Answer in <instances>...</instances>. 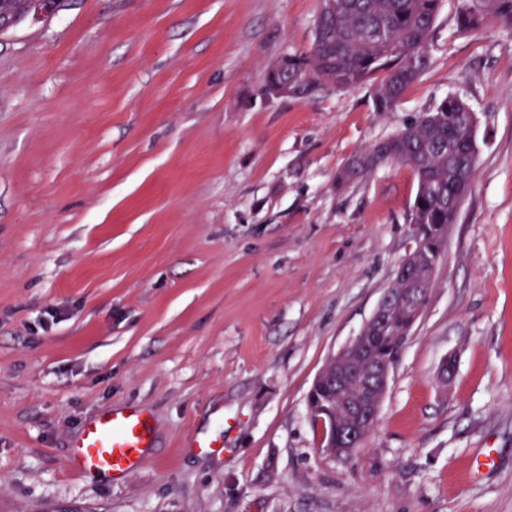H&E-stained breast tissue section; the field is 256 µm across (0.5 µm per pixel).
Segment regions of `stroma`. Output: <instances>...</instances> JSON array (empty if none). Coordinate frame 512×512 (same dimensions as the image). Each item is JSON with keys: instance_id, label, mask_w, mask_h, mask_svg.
Masks as SVG:
<instances>
[{"instance_id": "35a3bbf8", "label": "stroma", "mask_w": 512, "mask_h": 512, "mask_svg": "<svg viewBox=\"0 0 512 512\" xmlns=\"http://www.w3.org/2000/svg\"><path fill=\"white\" fill-rule=\"evenodd\" d=\"M457 7L392 112L371 81L263 95L320 0H62L0 36V512H512V29L458 31ZM448 95L479 115L475 182L339 460L306 397L414 248L418 183L336 175ZM128 405L151 417L141 469L72 470L85 424Z\"/></svg>"}]
</instances>
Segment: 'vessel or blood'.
<instances>
[{
	"instance_id": "obj_1",
	"label": "vessel or blood",
	"mask_w": 512,
	"mask_h": 512,
	"mask_svg": "<svg viewBox=\"0 0 512 512\" xmlns=\"http://www.w3.org/2000/svg\"><path fill=\"white\" fill-rule=\"evenodd\" d=\"M149 437L150 418L140 407L104 409L77 437L70 465L83 474L128 478L142 466Z\"/></svg>"
}]
</instances>
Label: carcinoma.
Returning <instances> with one entry per match:
<instances>
[{
	"mask_svg": "<svg viewBox=\"0 0 512 512\" xmlns=\"http://www.w3.org/2000/svg\"><path fill=\"white\" fill-rule=\"evenodd\" d=\"M457 25L462 31L479 29L489 19L512 29V0H459ZM441 0H324L316 19V35L309 52L292 57L288 79L295 70L313 74L314 83L297 86L306 95L324 84L348 88L383 74L374 94L377 112L394 111L430 63L427 47ZM473 108L450 95L430 112L384 139L385 162L408 166L418 178L411 210L417 250L414 265L426 272L439 260L456 223L461 204L472 188L477 153L467 113ZM379 164L360 155L337 177L346 187ZM396 334H410L412 318L403 309L391 315Z\"/></svg>",
	"mask_w": 512,
	"mask_h": 512,
	"instance_id": "cac0c4a2",
	"label": "carcinoma"
}]
</instances>
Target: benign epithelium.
Here are the masks:
<instances>
[{
	"instance_id": "1",
	"label": "benign epithelium",
	"mask_w": 512,
	"mask_h": 512,
	"mask_svg": "<svg viewBox=\"0 0 512 512\" xmlns=\"http://www.w3.org/2000/svg\"><path fill=\"white\" fill-rule=\"evenodd\" d=\"M405 307L418 319L423 311L420 293H405L388 288L372 316L363 327L366 339H354L322 369L313 387L324 386L330 394V406L320 410L308 406L322 427V446L335 458L351 459L363 439V433L379 415L395 363L381 361L369 341L386 331L392 309Z\"/></svg>"
}]
</instances>
